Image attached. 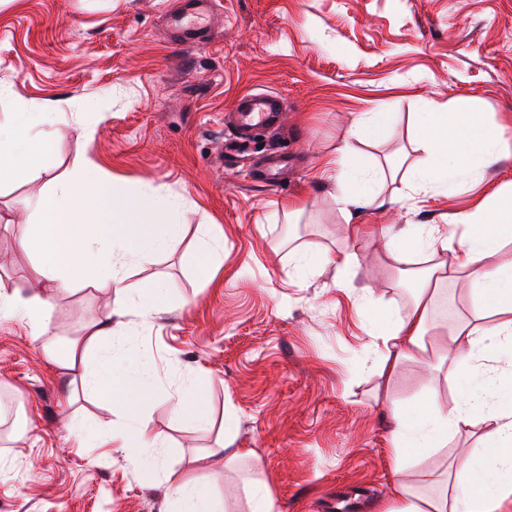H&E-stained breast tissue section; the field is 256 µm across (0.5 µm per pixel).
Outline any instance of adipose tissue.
Masks as SVG:
<instances>
[{
  "mask_svg": "<svg viewBox=\"0 0 512 512\" xmlns=\"http://www.w3.org/2000/svg\"><path fill=\"white\" fill-rule=\"evenodd\" d=\"M61 107V102H48L38 111L19 113L11 125L0 126V181L22 176L38 153L48 152V141L31 144L30 129L49 121ZM415 143L423 157L402 176L405 190L415 194L456 182L481 184L487 169L512 158V142L505 139L501 128L461 103L417 113ZM353 156L352 146H344L339 155L324 159L321 169L324 177L340 178L338 202L350 221L354 209H381L389 204L387 198L371 193L374 172L364 162H357L354 177L344 178L343 167ZM24 208L36 220L21 247H37L44 257L38 274L50 289L79 286L106 294L123 292L126 267L164 253L182 232L177 199L149 185L127 195L111 185L100 165L88 159L68 178L27 198ZM454 221L461 224V231L410 224L388 235L386 249L398 264L399 282L414 285L409 315L394 317L373 298L365 306L366 313L381 325L377 335L380 367L389 373L424 349L433 285L457 278L471 285L467 316L447 326L448 342L435 353L446 381L455 388L454 403L437 411L426 405L392 409L396 422L392 476L399 501L395 512H512V262L492 261L512 244V184L485 196L472 210L456 214ZM349 232L356 240L364 230L351 221ZM425 252L435 258L447 252L452 261L412 265V257ZM51 314L47 299L38 295L20 298L0 283L1 317L28 325L47 357L78 370L83 391L111 393L112 409L122 423L106 437V444L131 449L135 464L157 470V454L164 441L140 416V401L155 382L149 348L141 345L119 356L97 353V346L112 329L93 322L82 338L70 342L66 357H59ZM473 362L488 386L486 392L458 384L460 367ZM477 423L487 443L482 457L453 460L437 476L436 494H414L405 479L409 456L444 447L449 436Z\"/></svg>",
  "mask_w": 512,
  "mask_h": 512,
  "instance_id": "adipose-tissue-1",
  "label": "adipose tissue"
}]
</instances>
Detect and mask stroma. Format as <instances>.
Instances as JSON below:
<instances>
[{
	"label": "stroma",
	"mask_w": 512,
	"mask_h": 512,
	"mask_svg": "<svg viewBox=\"0 0 512 512\" xmlns=\"http://www.w3.org/2000/svg\"><path fill=\"white\" fill-rule=\"evenodd\" d=\"M182 0H0V123L60 100L54 125L35 139L53 146L23 178L0 183V279L21 297L53 305L59 353L91 320L124 346L148 345L156 384L142 416L166 440L159 474L126 448H103L112 427L108 396L84 395L74 373L47 358L18 321L0 318V512H165L173 484L206 482L227 512H249L245 484L267 482L279 512H389L392 402L434 396L452 405L443 376L407 361L379 375L372 327L360 311L373 296L398 316L411 311L385 241L348 236L349 223L447 226L485 193L512 183V159L481 185L401 198L400 181L374 188L394 198L346 220L337 183L321 179L365 112L386 115L381 138L357 144L373 167L398 155L417 162L414 116L436 102L464 101L494 124L512 118V0H218L209 41L173 42L164 14ZM246 94L283 100L278 127L229 151L232 108ZM95 159L127 193L150 184L181 201L184 231L166 252L135 264L125 285L161 284L164 312L142 319L120 296L90 288L43 289L41 256L19 247L30 216L23 201ZM223 242V265L202 276L200 225ZM355 252L343 273H294L297 248ZM468 288L443 282L429 340L467 315ZM202 374L204 427L176 419L169 396ZM90 420L88 431L71 426ZM480 428L411 464L420 492L460 452L481 453ZM257 459L225 466V443Z\"/></svg>",
	"instance_id": "obj_1"
}]
</instances>
